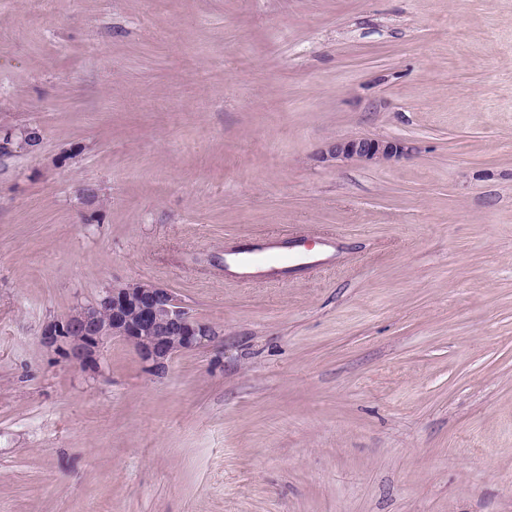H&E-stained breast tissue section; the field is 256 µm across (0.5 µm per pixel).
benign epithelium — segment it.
Returning a JSON list of instances; mask_svg holds the SVG:
<instances>
[{
  "mask_svg": "<svg viewBox=\"0 0 512 512\" xmlns=\"http://www.w3.org/2000/svg\"><path fill=\"white\" fill-rule=\"evenodd\" d=\"M407 150L400 141L358 137L332 143L322 158L380 164ZM114 338L132 345L148 370L160 376L178 353L213 342L216 332L167 289L137 281L103 289L98 298L46 322L40 334L44 348L89 372L99 368L105 345Z\"/></svg>",
  "mask_w": 512,
  "mask_h": 512,
  "instance_id": "obj_1",
  "label": "benign epithelium"
}]
</instances>
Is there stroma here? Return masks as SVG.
<instances>
[{"instance_id": "35a3bbf8", "label": "stroma", "mask_w": 512, "mask_h": 512, "mask_svg": "<svg viewBox=\"0 0 512 512\" xmlns=\"http://www.w3.org/2000/svg\"><path fill=\"white\" fill-rule=\"evenodd\" d=\"M29 127L0 512H512V0H0V130ZM355 137L410 152L322 160ZM130 281L217 341L161 376L42 347Z\"/></svg>"}]
</instances>
